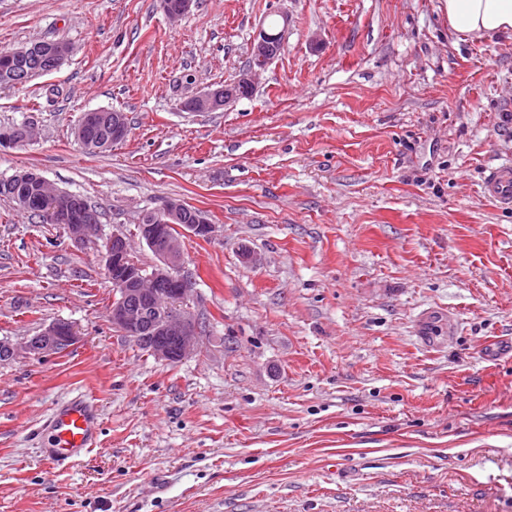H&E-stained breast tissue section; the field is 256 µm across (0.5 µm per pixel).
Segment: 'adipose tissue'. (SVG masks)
<instances>
[{"label": "adipose tissue", "mask_w": 512, "mask_h": 512, "mask_svg": "<svg viewBox=\"0 0 512 512\" xmlns=\"http://www.w3.org/2000/svg\"><path fill=\"white\" fill-rule=\"evenodd\" d=\"M448 24L471 39L512 33V0H444Z\"/></svg>", "instance_id": "1"}]
</instances>
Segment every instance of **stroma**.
Returning a JSON list of instances; mask_svg holds the SVG:
<instances>
[{
	"label": "stroma",
	"instance_id": "stroma-1",
	"mask_svg": "<svg viewBox=\"0 0 512 512\" xmlns=\"http://www.w3.org/2000/svg\"><path fill=\"white\" fill-rule=\"evenodd\" d=\"M277 58L231 109L260 27ZM67 41L0 88V180L33 168L101 214L74 242L0 196V339L63 320L76 341L0 362V512H512V208L481 192L512 161V34L471 40L442 0H0V49ZM126 114L92 155L83 114ZM170 199L198 346L157 360L113 326L106 242L157 261L142 214ZM80 390L102 412L82 461L37 441ZM267 31L277 35V41L281 43V30L275 32L268 28ZM267 31L261 28L252 43L251 54L258 67L253 64L249 73L243 74L234 82L208 88L190 103H185L184 108L190 112H211L219 108L226 110L238 100V92L251 90L243 98L249 97L254 84L252 73L264 69L279 53L276 40ZM46 42L48 41H35L29 46L34 45L36 48L42 47ZM52 46L53 48L48 54L47 67L44 70L40 68L26 69L22 66L34 51V47L25 46L11 51L7 56L0 59L3 66L2 71L5 72L6 70L12 69L9 71L13 78L12 83L21 85L30 81L35 76L46 73L47 70H54L59 67L70 54L71 48L69 43L63 40L53 42ZM2 71H0V87H14L13 85H9ZM109 110H93L90 112L84 113L80 124L77 129V138L81 143L88 145L83 148L88 151V153H99L108 150V148H112V145L119 143L115 142L118 140L124 139L128 134V128L124 119V114L120 111H114L113 113ZM108 126L111 131V137L107 143L110 141L115 143H109L106 146H95L91 147L92 143L89 141L94 132L102 127Z\"/></svg>",
	"mask_w": 512,
	"mask_h": 512
}]
</instances>
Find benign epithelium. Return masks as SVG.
I'll return each instance as SVG.
<instances>
[{"label": "benign epithelium", "mask_w": 512, "mask_h": 512, "mask_svg": "<svg viewBox=\"0 0 512 512\" xmlns=\"http://www.w3.org/2000/svg\"><path fill=\"white\" fill-rule=\"evenodd\" d=\"M193 2L179 0L174 7L169 0H161L163 11L171 20L186 14ZM33 51L34 48L25 46L0 59L3 70L10 71L12 83L21 85L44 73L40 68L23 67ZM70 52L68 42H53L47 69L59 67ZM251 54L255 61L251 72L243 74L232 83L208 88L193 101L184 104V108L190 112H211L232 107L238 100V93L252 90L253 73L264 69L278 56L276 40L265 29H260L253 40ZM104 125L111 131L112 142L122 140L128 134L124 114L99 109L84 113L77 129L78 140L91 145V136ZM12 180L38 185L44 199L53 202V222L65 225L70 238L75 242H82L97 231L95 217L87 211H79V201L75 194L53 187L33 170L19 171ZM183 210V203L169 200L156 211L154 220L144 218L139 224L141 237L158 259L151 271H145L129 259L126 239L120 234H112L105 256L106 274L112 286L120 290V297L112 303V325L127 335L145 339L150 353L156 359L169 363L184 359L191 350L193 339L198 335L197 322L183 308L189 293L185 285L190 279L183 273L180 239L177 235L167 234V225L180 222ZM181 228L191 236L206 239L211 238L216 231V225L199 213L194 223L183 224ZM75 340L73 325L58 321L50 324L39 335L19 344L0 340V355L5 361L13 360L20 354L43 357L70 346Z\"/></svg>", "instance_id": "7a95c632"}]
</instances>
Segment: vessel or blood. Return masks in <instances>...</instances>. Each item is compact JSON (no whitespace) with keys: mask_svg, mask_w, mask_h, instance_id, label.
Returning a JSON list of instances; mask_svg holds the SVG:
<instances>
[{"mask_svg":"<svg viewBox=\"0 0 512 512\" xmlns=\"http://www.w3.org/2000/svg\"><path fill=\"white\" fill-rule=\"evenodd\" d=\"M482 192L502 206L512 207V163L487 169ZM101 426V410L92 397L79 393L58 402L41 427L44 459L53 465L80 461L96 447Z\"/></svg>","mask_w":512,"mask_h":512,"instance_id":"b4317fda","label":"vessel or blood"}]
</instances>
